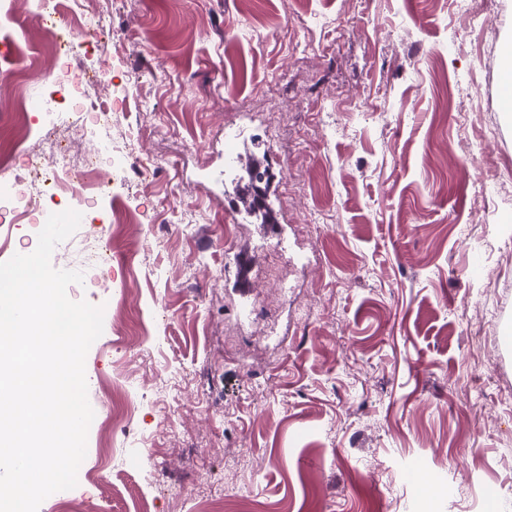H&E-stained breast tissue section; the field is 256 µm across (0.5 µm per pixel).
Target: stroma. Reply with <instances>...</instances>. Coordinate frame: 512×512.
Instances as JSON below:
<instances>
[{"label":"stroma","instance_id":"1","mask_svg":"<svg viewBox=\"0 0 512 512\" xmlns=\"http://www.w3.org/2000/svg\"><path fill=\"white\" fill-rule=\"evenodd\" d=\"M86 7L112 26L81 60L111 72L112 124L74 133L133 136L152 170L106 155L86 235L52 254L104 320L84 469L38 512H512V0ZM42 30L31 0L0 15V65L39 71L26 93L55 106L81 85ZM228 130L274 223L225 212L248 183L224 173ZM51 132L0 112L14 168ZM41 219L0 209V249L36 247Z\"/></svg>","mask_w":512,"mask_h":512}]
</instances>
